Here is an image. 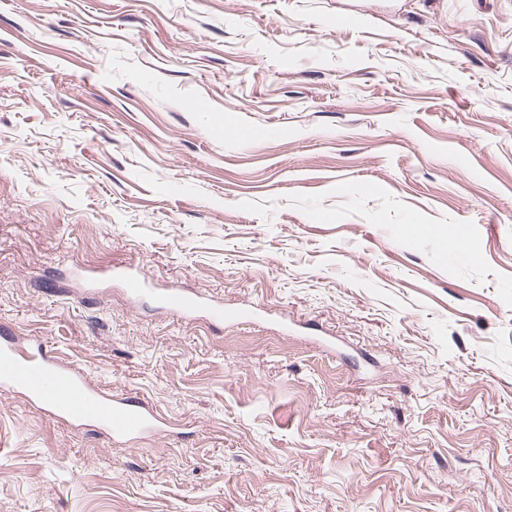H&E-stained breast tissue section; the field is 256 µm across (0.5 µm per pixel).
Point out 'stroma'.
<instances>
[{"mask_svg":"<svg viewBox=\"0 0 512 512\" xmlns=\"http://www.w3.org/2000/svg\"><path fill=\"white\" fill-rule=\"evenodd\" d=\"M0 334V512H512V0H0ZM122 287L126 295L139 300L152 291L149 283L141 275L133 272L123 273L121 276ZM160 302L182 316H193L199 312H205L208 318L216 322H224L230 316L224 311V306H208L197 294H187L181 291H169ZM27 356L11 341L0 347L1 391H20L60 421L79 428L99 425L118 442L153 432L163 419L146 401L116 398L95 386L77 368L60 362L46 342L30 339Z\"/></svg>","mask_w":512,"mask_h":512,"instance_id":"1","label":"stroma"}]
</instances>
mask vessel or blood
I'll return each instance as SVG.
<instances>
[{"mask_svg": "<svg viewBox=\"0 0 512 512\" xmlns=\"http://www.w3.org/2000/svg\"><path fill=\"white\" fill-rule=\"evenodd\" d=\"M161 302L183 316L203 312L216 322L228 317L223 307L207 305L196 294L172 290ZM0 388L27 394L42 410L70 426H101L118 442L153 432L162 421L148 402L116 398L95 386L82 370L60 362L39 338L29 340L21 356L11 341L0 344Z\"/></svg>", "mask_w": 512, "mask_h": 512, "instance_id": "obj_1", "label": "vessel or blood"}]
</instances>
